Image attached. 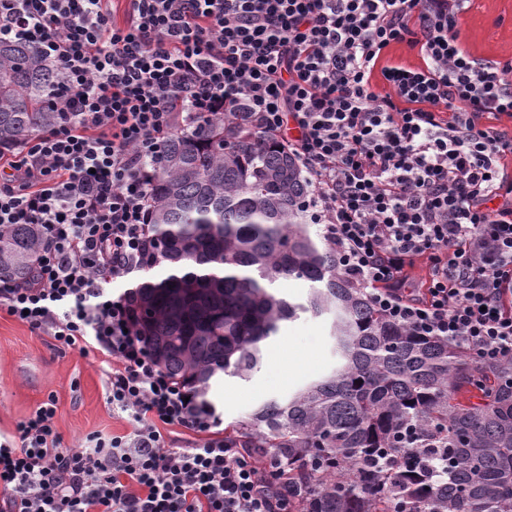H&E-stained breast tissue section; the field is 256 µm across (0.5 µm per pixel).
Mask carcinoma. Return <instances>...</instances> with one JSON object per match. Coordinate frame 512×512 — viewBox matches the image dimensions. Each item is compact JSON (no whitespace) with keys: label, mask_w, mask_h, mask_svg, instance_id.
Listing matches in <instances>:
<instances>
[{"label":"carcinoma","mask_w":512,"mask_h":512,"mask_svg":"<svg viewBox=\"0 0 512 512\" xmlns=\"http://www.w3.org/2000/svg\"><path fill=\"white\" fill-rule=\"evenodd\" d=\"M55 80L34 45L0 40V146L56 123ZM308 192L296 156L235 114L170 141L142 267L155 275L133 289L135 334L212 414L217 382L251 380L281 322L329 316L336 369L224 426L255 462L288 463L276 489L290 512H512V362L484 365L375 311L311 236ZM42 242L36 224L0 225V279H25ZM286 279L309 283L304 301L275 291ZM411 424L447 442V473L376 469L381 449L402 455L395 439Z\"/></svg>","instance_id":"cac0c4a2"}]
</instances>
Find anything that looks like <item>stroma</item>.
<instances>
[{
  "mask_svg": "<svg viewBox=\"0 0 512 512\" xmlns=\"http://www.w3.org/2000/svg\"><path fill=\"white\" fill-rule=\"evenodd\" d=\"M458 29L459 42L471 57L512 60V0H467ZM276 341L311 357V365L285 383L277 381L269 361L250 381L224 378L213 397L214 432L223 433L228 423L246 418L265 401L286 397L337 365L325 318L303 314L282 322ZM103 368L96 351L61 346L0 308V436H12L17 423L50 397L56 400L55 425L65 445H78L95 432H129L127 415L112 410Z\"/></svg>",
  "mask_w": 512,
  "mask_h": 512,
  "instance_id": "obj_1",
  "label": "stroma"
}]
</instances>
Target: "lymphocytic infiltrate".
Segmentation results:
<instances>
[{
	"label": "lymphocytic infiltrate",
	"mask_w": 512,
	"mask_h": 512,
	"mask_svg": "<svg viewBox=\"0 0 512 512\" xmlns=\"http://www.w3.org/2000/svg\"><path fill=\"white\" fill-rule=\"evenodd\" d=\"M0 0V39L56 67L59 122L0 147V224H37L43 245L0 305L108 366L131 432L67 447L55 399L0 441V512H288L256 464L212 434L136 336L131 293L164 147L243 111L298 158L306 211L336 268L416 336H445L479 361L512 362V61L458 42L466 0ZM417 68L381 65L394 43ZM388 86L377 93L374 73ZM427 273L408 287L417 262ZM200 434L174 445L169 428Z\"/></svg>",
	"instance_id": "lymphocytic-infiltrate-1"
}]
</instances>
